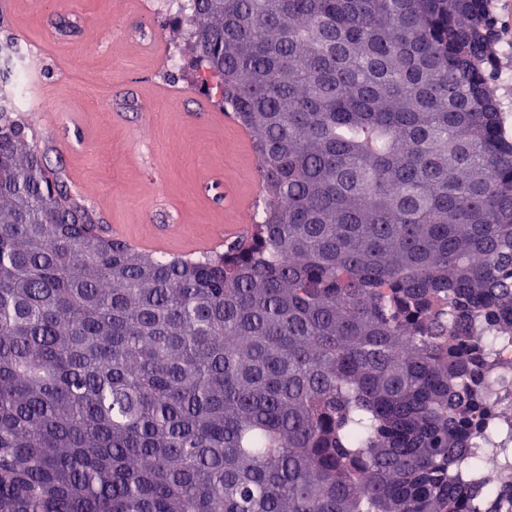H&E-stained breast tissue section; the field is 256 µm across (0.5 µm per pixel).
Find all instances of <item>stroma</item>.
Listing matches in <instances>:
<instances>
[{
	"instance_id": "stroma-1",
	"label": "stroma",
	"mask_w": 512,
	"mask_h": 512,
	"mask_svg": "<svg viewBox=\"0 0 512 512\" xmlns=\"http://www.w3.org/2000/svg\"><path fill=\"white\" fill-rule=\"evenodd\" d=\"M132 0H11L0 32L47 54L36 60L21 104L49 167L61 168L105 228L149 234L173 224L182 238L206 237L250 217L224 207L225 189L256 192L252 137L233 117L212 123L196 101L220 108L201 81L186 26L173 13L133 11ZM112 38L102 41L103 16ZM70 33H61L60 22ZM165 46V57L149 49ZM180 63L170 66L168 55ZM172 88L159 96L157 85Z\"/></svg>"
}]
</instances>
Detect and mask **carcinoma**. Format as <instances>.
<instances>
[{"instance_id":"carcinoma-1","label":"carcinoma","mask_w":512,"mask_h":512,"mask_svg":"<svg viewBox=\"0 0 512 512\" xmlns=\"http://www.w3.org/2000/svg\"><path fill=\"white\" fill-rule=\"evenodd\" d=\"M261 219L107 236L0 106V512H512V138L492 0H191ZM15 42H0L14 83Z\"/></svg>"}]
</instances>
